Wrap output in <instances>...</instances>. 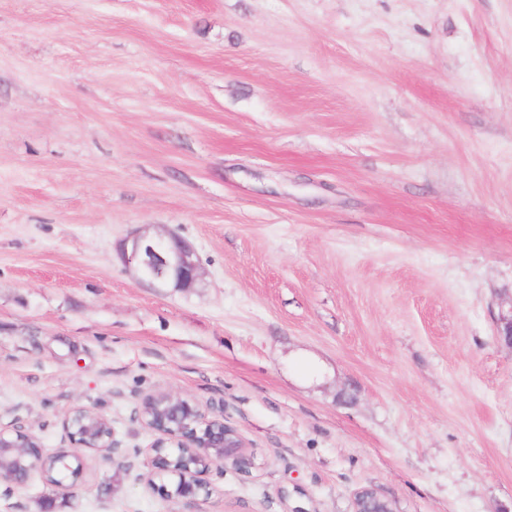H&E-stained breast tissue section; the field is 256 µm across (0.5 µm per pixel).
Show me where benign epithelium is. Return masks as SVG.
I'll return each instance as SVG.
<instances>
[{
    "instance_id": "1",
    "label": "benign epithelium",
    "mask_w": 512,
    "mask_h": 512,
    "mask_svg": "<svg viewBox=\"0 0 512 512\" xmlns=\"http://www.w3.org/2000/svg\"><path fill=\"white\" fill-rule=\"evenodd\" d=\"M124 262L138 277L155 288H186L199 280L200 267L190 246L173 233L156 237L135 235L121 248ZM499 343L512 348V311L497 320ZM145 401L156 403L155 410L139 409V417L157 434L151 445L146 481L157 487L161 497L182 503L188 512H202L200 503L210 496V489L200 474L213 466L247 472L253 459L242 437L224 423V411L207 412L187 397L159 392ZM71 438L82 448L99 452L103 457L129 468L126 454L114 438L109 419L89 407H75L65 418ZM79 457L69 460L65 453L46 454L38 439L22 425L0 429V482L17 486L27 483L31 475L55 477L56 488L77 485L83 470L73 471ZM354 512H394L391 502L375 489L364 487L354 498Z\"/></svg>"
}]
</instances>
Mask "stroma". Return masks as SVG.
Returning a JSON list of instances; mask_svg holds the SVG:
<instances>
[{
	"label": "stroma",
	"instance_id": "stroma-1",
	"mask_svg": "<svg viewBox=\"0 0 512 512\" xmlns=\"http://www.w3.org/2000/svg\"><path fill=\"white\" fill-rule=\"evenodd\" d=\"M158 231L191 287L124 263ZM511 307L512 0H0V426L86 466L0 512H178L159 391L254 459L204 512H512ZM121 255L138 277L154 288H186L201 276L192 249L173 233L135 235L122 245ZM99 419L105 422L106 429L98 432L96 422ZM64 423L71 438L80 447L97 451L103 457L112 459V462L120 459L118 465L122 469L127 470L131 466L130 462L125 461L127 456L114 438L109 419L103 414L89 407H74L66 416ZM354 512H394V509L374 488L364 487L355 494Z\"/></svg>",
	"mask_w": 512,
	"mask_h": 512
}]
</instances>
